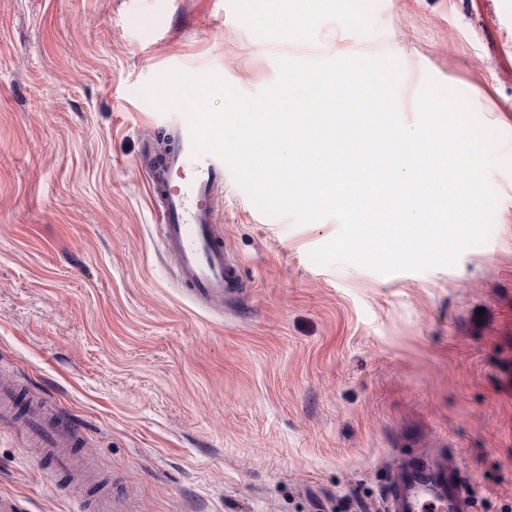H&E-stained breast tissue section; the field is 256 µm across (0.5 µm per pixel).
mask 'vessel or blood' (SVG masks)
Listing matches in <instances>:
<instances>
[{
	"instance_id": "1",
	"label": "vessel or blood",
	"mask_w": 512,
	"mask_h": 512,
	"mask_svg": "<svg viewBox=\"0 0 512 512\" xmlns=\"http://www.w3.org/2000/svg\"><path fill=\"white\" fill-rule=\"evenodd\" d=\"M171 151L154 155L146 170L150 194L159 210L161 242L177 260L180 285L201 301H220L241 285L216 230L215 192L224 186V161L196 153L187 120L167 132ZM25 420L26 442L43 448L56 470L84 480L93 470L75 450V425L44 407L25 404L14 385L0 379V421ZM472 492L448 457L420 456L392 472L383 512H471Z\"/></svg>"
}]
</instances>
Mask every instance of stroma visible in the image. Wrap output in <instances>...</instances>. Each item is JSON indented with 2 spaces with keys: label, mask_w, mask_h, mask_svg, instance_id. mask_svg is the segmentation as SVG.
Returning a JSON list of instances; mask_svg holds the SVG:
<instances>
[{
  "label": "stroma",
  "mask_w": 512,
  "mask_h": 512,
  "mask_svg": "<svg viewBox=\"0 0 512 512\" xmlns=\"http://www.w3.org/2000/svg\"><path fill=\"white\" fill-rule=\"evenodd\" d=\"M0 0V377L78 421L76 485L0 425L14 512H374L392 467L445 446L512 512V0ZM400 64L404 126L427 84L501 135L488 240L455 265L382 275L314 263L337 219L263 214L224 175L241 290L204 305L160 242L145 161L181 115L145 94L179 70L253 96L281 58ZM251 20L263 29H277L284 24V18L274 9L272 1L269 0L254 1Z\"/></svg>",
  "instance_id": "obj_1"
}]
</instances>
